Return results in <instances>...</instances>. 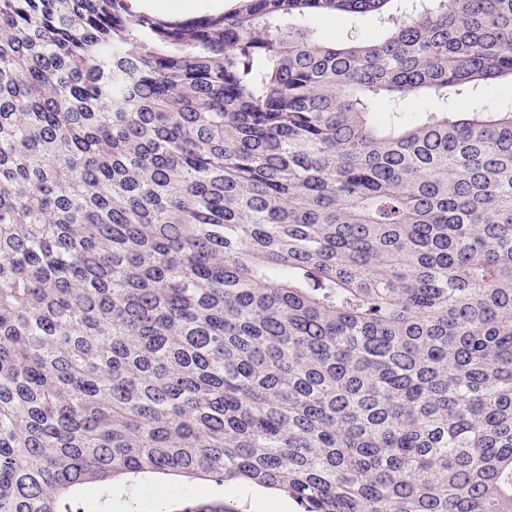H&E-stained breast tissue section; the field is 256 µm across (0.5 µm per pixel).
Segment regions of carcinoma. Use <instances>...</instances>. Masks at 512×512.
<instances>
[{"label":"carcinoma","instance_id":"obj_1","mask_svg":"<svg viewBox=\"0 0 512 512\" xmlns=\"http://www.w3.org/2000/svg\"><path fill=\"white\" fill-rule=\"evenodd\" d=\"M410 2L0 0V512H512V0ZM165 4V10L149 11L144 8L135 7L137 10L148 11L162 17L190 18L201 13L219 14L231 7V0H161ZM190 3L191 8L187 9L185 5ZM314 25L317 37L330 44L343 43L351 35L366 39L382 36V31L372 15L361 16L351 23L343 16L331 14L319 18ZM476 103L490 110L508 109L512 106V88H507L504 82H491L483 88ZM145 480L161 490L160 497L140 494L135 486L123 484L114 486L112 504L100 502L98 488L94 484L87 485L79 494L78 504L85 512H158V504L164 502L166 512H180L184 502L181 492L188 488L193 492L197 503L205 504L212 501L234 500V505L249 512H298L297 505L283 495L265 490H248L241 492L232 487L217 486L210 481L195 480L190 485L179 484V480L163 475L145 477ZM247 506V507H245Z\"/></svg>","mask_w":512,"mask_h":512}]
</instances>
